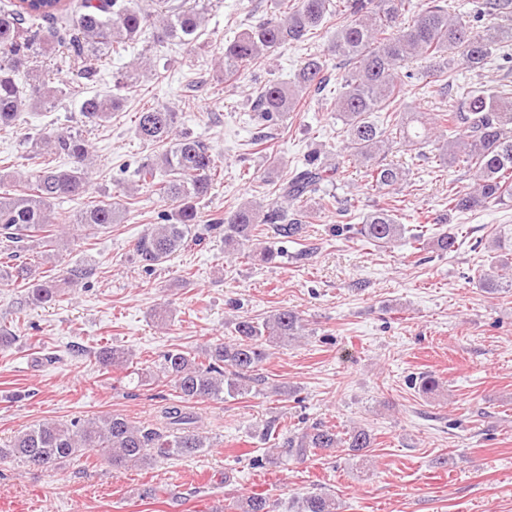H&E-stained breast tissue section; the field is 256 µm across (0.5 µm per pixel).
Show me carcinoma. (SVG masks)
Segmentation results:
<instances>
[{"mask_svg": "<svg viewBox=\"0 0 512 512\" xmlns=\"http://www.w3.org/2000/svg\"><path fill=\"white\" fill-rule=\"evenodd\" d=\"M281 9L249 26L224 46V79L255 64L260 55L276 47L303 43L331 17L343 20L327 54L343 61L336 77L333 111L345 125L343 146L334 153L313 152L292 176L277 188V201L264 207L246 202L224 214L204 218L198 203L210 194L221 175L210 147L189 131L175 133L179 116L169 107L153 106L135 116V133L162 151L134 170V183L151 189L173 205L134 245L140 265L151 271L171 260L187 245L192 226L206 224L208 231L224 238V245H243L256 237L296 240L303 236L305 218L312 206L326 211L325 184L340 167L365 168V177L378 191L394 188L403 170L378 161L382 147L397 141L421 157L435 145L441 164H462L473 177L469 189L448 187V209L472 212L494 204L512 206V91L501 84L492 90L471 88L457 99L452 86L459 62L482 69L512 42V26L478 27L474 22L512 19V0H471L468 11L448 12L447 0H427L415 10L412 0H278ZM160 11L146 12L137 0H80L69 12L66 0H6L0 4V129L17 124L21 113L51 106L63 89L34 66V59L57 51L61 59L77 65V77L91 80L103 60L120 55L148 30L157 42L179 39L190 43L206 8L184 9L171 0H159ZM429 60L425 76L448 92V105L434 119L439 127L433 141L424 118L403 121L398 98L418 74L408 69L417 60ZM323 55L305 58L292 86L270 83L252 103L255 118L263 126L288 117L299 94L325 92L330 83ZM135 88V76L115 82L116 93L84 97L80 112L87 126L107 123L124 103L123 91ZM32 153L65 156L68 168L44 167L27 175L0 173V282L24 284L28 301L35 305L57 300V281L39 280L31 263L24 261L28 244L39 240L55 250L66 234L52 217L55 201L77 199L89 184V145L80 131L61 129L31 140ZM131 211L130 202L100 200L66 217L95 235L120 224ZM351 233L385 248L409 234V244L424 250L434 244L442 253L458 249V234L444 233L436 240L424 224L405 227L397 208L378 207L359 224H337L335 232ZM476 285L489 294L512 288V263L501 261L500 271L481 272ZM306 328L301 315L287 308L263 319H238L232 336L209 344L204 358L191 350L172 348L160 356L158 370L135 372L142 386L165 378L173 381L181 403L161 407L160 421L135 422L121 414L101 419L76 417L65 423L43 421L19 432L0 445V464H22L48 469L80 460L97 451L114 468L149 465L160 460L195 456L212 447L200 432L198 416L188 404L222 402L251 391L271 346H286ZM101 369L129 368V352L119 346L99 351ZM373 434L358 427L341 437L335 427L314 424L286 431L278 439L277 458L304 460L310 454L345 448L353 458L372 447ZM294 512H338L336 501L324 493H309L292 501ZM237 512H275L269 497L253 495L236 505Z\"/></svg>", "mask_w": 512, "mask_h": 512, "instance_id": "obj_1", "label": "carcinoma"}]
</instances>
